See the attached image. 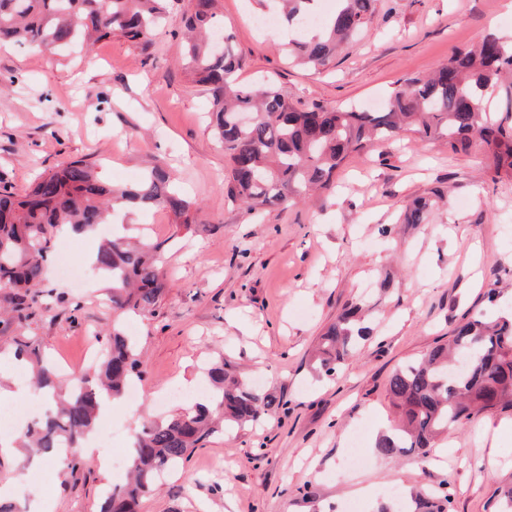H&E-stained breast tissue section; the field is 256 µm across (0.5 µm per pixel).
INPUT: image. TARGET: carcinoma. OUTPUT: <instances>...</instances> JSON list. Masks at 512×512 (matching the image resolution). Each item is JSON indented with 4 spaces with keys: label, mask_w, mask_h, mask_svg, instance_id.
<instances>
[{
    "label": "carcinoma",
    "mask_w": 512,
    "mask_h": 512,
    "mask_svg": "<svg viewBox=\"0 0 512 512\" xmlns=\"http://www.w3.org/2000/svg\"><path fill=\"white\" fill-rule=\"evenodd\" d=\"M169 0H0V43L38 44L71 53L102 38L119 35L148 45L157 30L173 24ZM315 0H274L278 28L291 30L288 56L321 71L336 58L340 45L367 29L374 0H336L307 37L299 25ZM215 0H194L179 24L184 28L185 58L196 81L210 96L208 127L224 147L229 191L249 212L288 208L313 187H327L352 153L410 132L444 139L453 152L484 147L492 181L512 175V124L490 111L492 94L512 78V44L486 35L471 49H457L425 77H412L394 89L375 111L314 105L297 107L274 84L238 82L239 61L233 36L224 34L218 51L210 42L217 25ZM243 113L253 121L239 124ZM159 209L184 224L192 222L193 202L177 193L170 175L158 164L132 186L103 181L96 165L82 158L63 159L24 194L0 188V288L9 290L10 312L18 321L37 315L39 289L46 280L52 233L64 224L79 233L112 219L122 204ZM431 204L413 200L404 223L426 224ZM161 246L117 232L90 261L112 283V311L154 316L164 285L159 278ZM360 303L351 301L320 338L318 360L331 376L345 357L368 339ZM14 356L28 362L33 385L48 390L53 412L30 425L23 442L37 452L78 445L94 431L99 399L124 395L141 376L139 346L117 328L106 337L104 357L96 365L98 383L82 390L44 363L34 336L14 338ZM215 392L209 404L197 402L165 421L151 422L136 435L126 483L115 485L101 512H138L141 499L157 488L160 476L176 468L214 433L218 416L239 428L257 423L276 398L231 378L224 361L207 371ZM388 396L400 417L396 432L380 436V456L416 454L426 459L442 433L463 425L479 412L512 410V321L477 308L420 359L398 367L388 380ZM448 496L440 489L419 491L413 512H445Z\"/></svg>",
    "instance_id": "1"
}]
</instances>
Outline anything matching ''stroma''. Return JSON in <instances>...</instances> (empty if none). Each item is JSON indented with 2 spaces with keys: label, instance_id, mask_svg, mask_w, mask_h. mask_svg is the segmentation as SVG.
Wrapping results in <instances>:
<instances>
[{
  "label": "stroma",
  "instance_id": "35a3bbf8",
  "mask_svg": "<svg viewBox=\"0 0 512 512\" xmlns=\"http://www.w3.org/2000/svg\"><path fill=\"white\" fill-rule=\"evenodd\" d=\"M506 0H377L365 34L322 72L291 63L285 39L254 25L257 0H217L240 58L239 79L275 82L305 106H375L405 79L422 76L493 32L512 39ZM183 40L159 32L149 47L119 36L88 53L61 56L33 45L0 46V185L24 192L65 158L102 164L116 185L135 183L148 159L168 167L200 206L191 224L167 212L117 216L129 236L162 246L165 292L153 317L113 313L103 279L78 288L59 270V248L79 263L85 236L51 240L49 309L8 336H34L61 375L89 371L88 347L113 324L137 336L143 420L182 411L172 389L202 396L205 369L228 370L287 401L260 423L217 430L166 474L139 512H329L359 500L378 512L389 490L442 487L449 512H494L512 482V412L482 413L438 438L428 460L378 456L395 423L387 392L399 366L420 358L469 312L490 284L512 291V179L491 181L482 151L452 153L415 134L349 157L331 188L252 217L225 181L224 150L204 121L210 100L183 61ZM437 189L447 204L430 223L405 224L413 199ZM392 287L381 294L379 282ZM370 306L375 332L333 377L311 358L343 305ZM83 468L62 478L55 464L19 451L0 468L16 504L38 498L51 512H99L103 488L123 482ZM370 486L367 495L356 487Z\"/></svg>",
  "mask_w": 512,
  "mask_h": 512
}]
</instances>
